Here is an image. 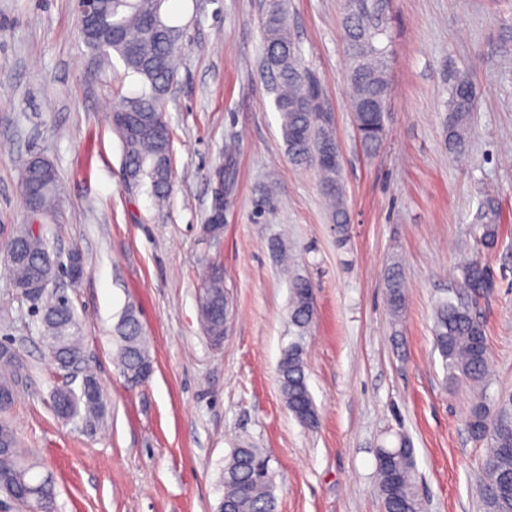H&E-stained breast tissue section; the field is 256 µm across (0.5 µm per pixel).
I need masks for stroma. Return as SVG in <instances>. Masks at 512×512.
I'll use <instances>...</instances> for the list:
<instances>
[{"label": "stroma", "instance_id": "stroma-1", "mask_svg": "<svg viewBox=\"0 0 512 512\" xmlns=\"http://www.w3.org/2000/svg\"><path fill=\"white\" fill-rule=\"evenodd\" d=\"M185 28L165 100L175 178L167 205L123 180L110 124L112 75L80 40L73 0H0V342L23 360L9 419L22 447L52 473L58 512H217L232 448H261L277 512H384L376 454L409 438L424 512H484L472 437L476 401L512 394V0H390L388 135L361 147L350 108L342 0H286L291 33L332 114L351 223L340 236L315 168L291 163L273 97L260 77L265 0H170ZM477 83L469 158L448 151V87ZM235 142L220 242L202 233L208 173ZM54 165L63 203L47 218L48 250L80 249V281L60 276L107 397L95 428L58 418L52 395L69 376L50 362L29 300L12 287L7 243L26 220L17 157ZM504 222L494 249L472 222L485 188ZM287 258H280L275 243ZM488 261L496 286L474 311L486 323L488 382L446 376L434 348L439 300L459 267ZM224 269L230 320L221 348L204 335L198 294L211 261ZM399 265L401 319L386 304ZM315 289L304 338L319 423L285 406L278 362L287 345L290 282ZM155 361L128 388L114 360L127 307Z\"/></svg>", "mask_w": 512, "mask_h": 512}]
</instances>
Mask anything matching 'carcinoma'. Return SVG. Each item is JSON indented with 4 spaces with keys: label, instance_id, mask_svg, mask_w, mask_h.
Segmentation results:
<instances>
[{
    "label": "carcinoma",
    "instance_id": "carcinoma-1",
    "mask_svg": "<svg viewBox=\"0 0 512 512\" xmlns=\"http://www.w3.org/2000/svg\"><path fill=\"white\" fill-rule=\"evenodd\" d=\"M169 0H98L102 16L96 28L80 30L88 49L100 62L112 64L117 57L124 77L136 88L124 94L117 89L118 103L111 114L112 129L123 151L127 184L146 188L156 202L166 201L173 183L171 136L164 110L168 87L175 80L176 58L184 36L183 26L168 11ZM388 0H344L342 28L349 57L347 78L353 88L352 112L363 149L376 153L386 136V113L374 108L390 100L391 36ZM266 87L273 95L275 110L290 160L298 166H312L320 176L322 193L336 228L345 231L350 212L336 163L322 157L337 150L335 134L329 131L321 108L318 80L305 65L288 27L284 0H269L262 17ZM476 86L470 76L454 77L448 100V150L457 159L468 153ZM24 200H35L39 221L55 212L62 203V190L55 168L41 156L27 159L21 167ZM480 244L492 249L497 244L502 213L495 195L486 193L475 216ZM49 254L44 235H33L22 225L9 240V274L12 284L22 288L33 301L41 322L40 335L50 360L85 358L81 326L77 314L64 295L45 298L44 283L53 281L60 269ZM491 267L477 260L460 266L462 295L441 299L435 313V347L448 376L462 378L479 387L487 374L488 346L484 322L465 301L473 288H484ZM226 292L220 265L212 263L201 283L199 316L204 334L216 339L224 335ZM405 304L401 268L394 264L387 273V305L400 316ZM315 304L311 282L294 279L288 320L297 329L295 340L282 350L278 363L280 391L288 411L304 426L316 427L319 414L307 383L303 335L313 322ZM116 359L128 387L146 383L142 372L153 368L146 336L137 311L125 310L117 327ZM17 365L0 355V492L10 496L17 487L25 495L17 500L22 508L35 503L44 512H56L55 485L51 476L41 475V463L24 451L7 416L16 394ZM58 417L80 416L92 427L104 416V396H88L66 386L53 395ZM468 427L472 436L487 441L481 460L482 490L487 512H512V414L502 406L490 418L484 402L470 410ZM379 492L385 512H423L415 486V457L408 439L383 447L377 453ZM224 498L233 512H276L274 475L261 449L242 444L231 451L224 466Z\"/></svg>",
    "mask_w": 512,
    "mask_h": 512
}]
</instances>
